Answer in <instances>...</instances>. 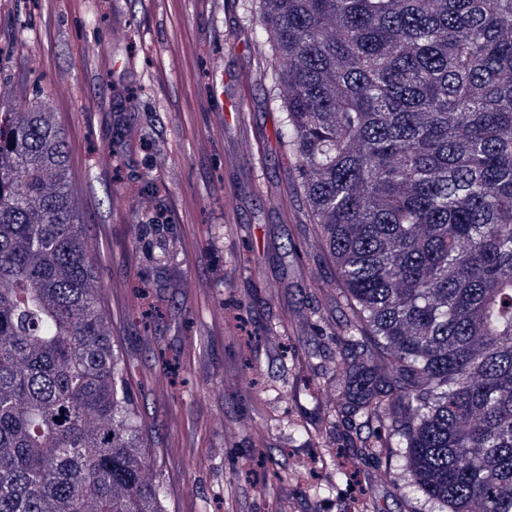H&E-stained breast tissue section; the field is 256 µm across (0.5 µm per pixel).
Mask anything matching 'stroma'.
Instances as JSON below:
<instances>
[{
  "instance_id": "obj_1",
  "label": "stroma",
  "mask_w": 512,
  "mask_h": 512,
  "mask_svg": "<svg viewBox=\"0 0 512 512\" xmlns=\"http://www.w3.org/2000/svg\"><path fill=\"white\" fill-rule=\"evenodd\" d=\"M250 2L0 0V86L64 135L168 512H434L379 422L329 421L335 272Z\"/></svg>"
}]
</instances>
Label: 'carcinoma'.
<instances>
[{"label":"carcinoma","instance_id":"obj_1","mask_svg":"<svg viewBox=\"0 0 512 512\" xmlns=\"http://www.w3.org/2000/svg\"><path fill=\"white\" fill-rule=\"evenodd\" d=\"M336 268V416L436 512H512V0H255ZM46 102L0 89V512H167Z\"/></svg>","mask_w":512,"mask_h":512}]
</instances>
